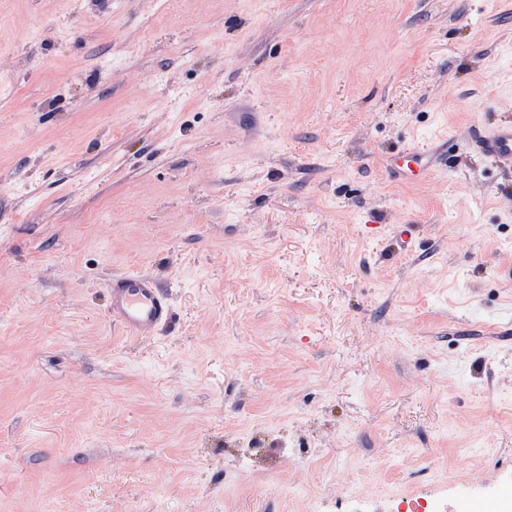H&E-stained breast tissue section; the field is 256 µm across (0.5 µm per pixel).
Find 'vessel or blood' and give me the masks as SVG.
Returning a JSON list of instances; mask_svg holds the SVG:
<instances>
[{
    "label": "vessel or blood",
    "instance_id": "vessel-or-blood-1",
    "mask_svg": "<svg viewBox=\"0 0 512 512\" xmlns=\"http://www.w3.org/2000/svg\"><path fill=\"white\" fill-rule=\"evenodd\" d=\"M463 141L474 156L493 162L502 169H512V110L496 113L491 128L471 125ZM442 143L412 147L390 168L392 177L407 180L415 175H432L443 163ZM109 311L116 323L133 337L157 335L174 316L169 290L161 288L148 275L132 271L114 279L109 288Z\"/></svg>",
    "mask_w": 512,
    "mask_h": 512
}]
</instances>
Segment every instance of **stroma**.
Listing matches in <instances>:
<instances>
[{
    "instance_id": "stroma-1",
    "label": "stroma",
    "mask_w": 512,
    "mask_h": 512,
    "mask_svg": "<svg viewBox=\"0 0 512 512\" xmlns=\"http://www.w3.org/2000/svg\"><path fill=\"white\" fill-rule=\"evenodd\" d=\"M506 107L512 0H0V512L512 501V175L386 169ZM109 311L132 337L156 336L174 316L171 294L143 272H127L112 280Z\"/></svg>"
}]
</instances>
